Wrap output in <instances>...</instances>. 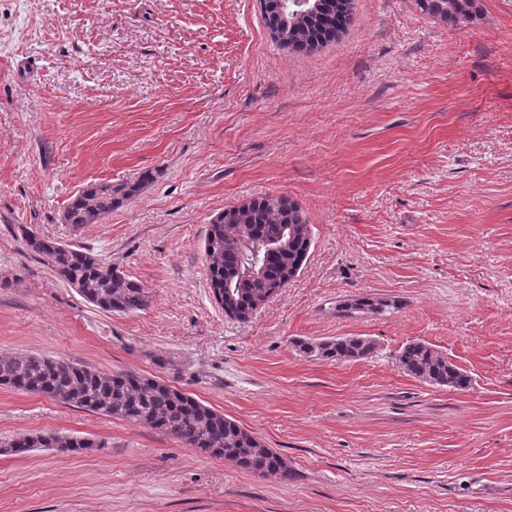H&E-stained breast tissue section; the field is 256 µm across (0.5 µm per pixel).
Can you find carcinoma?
Masks as SVG:
<instances>
[{"instance_id": "cac0c4a2", "label": "carcinoma", "mask_w": 512, "mask_h": 512, "mask_svg": "<svg viewBox=\"0 0 512 512\" xmlns=\"http://www.w3.org/2000/svg\"><path fill=\"white\" fill-rule=\"evenodd\" d=\"M424 13L446 22L472 15L476 0H415ZM353 0H320L301 8L268 5L265 23L286 17L283 48L313 52L337 41L345 30ZM134 188L110 181L91 184L67 206L63 220L81 227L97 224ZM27 249L47 259L57 275L73 285L90 303L109 312H126L146 305L143 289L96 255L33 233L24 235ZM311 242L309 224L299 206L283 196L261 197L246 206L224 211V223L209 224L206 264L210 287L231 293L229 306L244 312L256 301L288 283L292 269L304 261ZM383 303L369 297L341 302L337 311L375 314ZM299 351L327 361H356L370 357L376 344L364 336H343L323 342L300 340ZM397 360L404 373L433 386L467 390L471 378L431 345L407 342ZM0 386L44 395L60 403L107 417L132 420L170 434L200 452L222 457L259 476H290L286 460L265 447L235 421L191 396L152 377L125 371L105 374L95 368L37 354H0ZM97 444L87 438L39 434L12 440L6 449L23 456L37 448H58L79 454Z\"/></svg>"}]
</instances>
